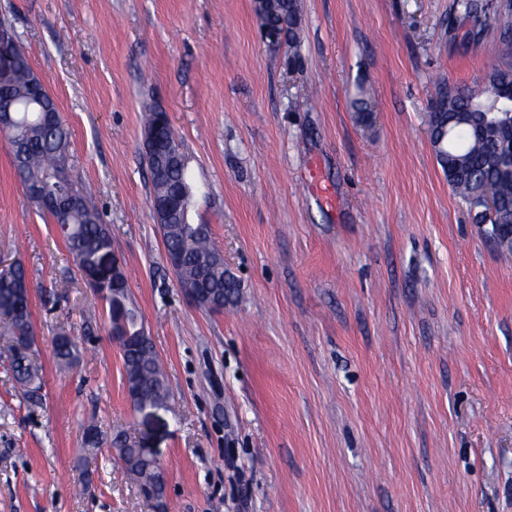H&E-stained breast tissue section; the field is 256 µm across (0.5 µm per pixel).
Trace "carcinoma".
Returning <instances> with one entry per match:
<instances>
[{
	"label": "carcinoma",
	"mask_w": 512,
	"mask_h": 512,
	"mask_svg": "<svg viewBox=\"0 0 512 512\" xmlns=\"http://www.w3.org/2000/svg\"><path fill=\"white\" fill-rule=\"evenodd\" d=\"M456 13L465 21L482 24L484 6L479 0H456ZM268 26L284 33L288 46L299 42L297 0H275V5L263 16ZM504 31L503 52L499 64L492 67L482 82L451 91L439 92L427 116L428 133L435 157L448 179V185L475 213L479 224H488L487 234L505 251L512 243L505 233L512 229V168L500 164L503 146L512 141V8L496 16ZM14 60L10 69L0 75V102L15 112L13 124L3 135L12 151L22 153V162L12 165L26 197L51 218L61 229L65 245L75 265L83 274L97 268L99 257L112 250L108 227L100 223L99 215L90 205L87 192L74 189L72 178L61 177L69 172V134L64 120L47 124L42 112L58 110L48 93H37L31 87L34 71L24 50L13 46ZM152 197L171 194L182 187L187 192L186 206L175 211L173 218L162 224L164 247L181 258L177 275L179 288L193 289L198 306L211 310L210 302L224 303V298L238 294L235 280L226 276L224 257L214 247L210 232L198 233L192 223L195 187L190 165L174 161L158 167L153 158L145 156ZM40 185L54 198L62 199L74 193L79 202L64 208H52L41 203L30 188ZM496 189L499 203L487 213L485 190ZM30 281L24 266L11 263L0 268V322L3 335L11 342V368L14 377L24 386L39 380L30 351L35 332L30 306ZM108 304L110 334L122 336L125 326L138 319L135 310L118 311L112 295L104 297ZM129 396L135 406L165 405L171 393L163 367L151 341L121 342ZM58 363L70 367L77 359L76 343L62 331L55 339ZM113 447L127 470L136 474L142 484L157 489V506H163L164 484L159 466L152 463L139 449L117 437Z\"/></svg>",
	"instance_id": "obj_1"
}]
</instances>
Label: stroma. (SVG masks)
<instances>
[{"mask_svg":"<svg viewBox=\"0 0 512 512\" xmlns=\"http://www.w3.org/2000/svg\"><path fill=\"white\" fill-rule=\"evenodd\" d=\"M481 2L473 41L455 0H298L288 48L263 40L254 0H0L173 394L134 407L108 307L0 135V262L31 280L41 378L29 395L0 338V512H154L118 435L153 449L166 512H512V252L449 186L426 124L441 90L498 62L504 0ZM147 104L237 282L222 312L166 264ZM314 165L337 207L309 190ZM62 330L80 350L67 370Z\"/></svg>","mask_w":512,"mask_h":512,"instance_id":"obj_1","label":"stroma"}]
</instances>
